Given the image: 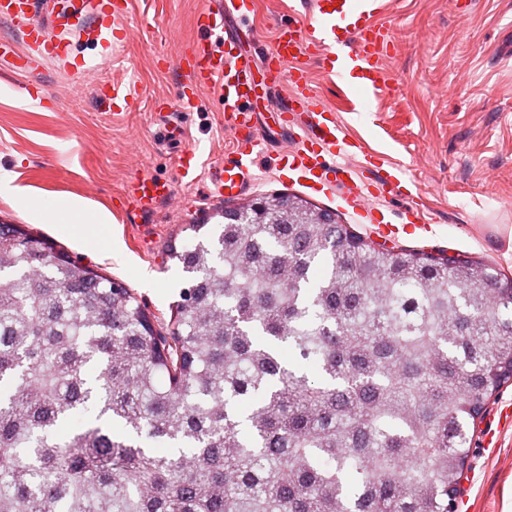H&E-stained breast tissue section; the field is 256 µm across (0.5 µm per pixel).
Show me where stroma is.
<instances>
[{
    "label": "stroma",
    "instance_id": "obj_1",
    "mask_svg": "<svg viewBox=\"0 0 512 512\" xmlns=\"http://www.w3.org/2000/svg\"><path fill=\"white\" fill-rule=\"evenodd\" d=\"M204 0H132L120 24L133 35L111 62L77 34H68L75 60L91 61L81 82L60 64L35 59L20 67L27 50L19 30L0 22V42L10 55L0 56V174L14 175L34 195L78 196L112 216V238L93 244L67 234L59 224H36L33 232L52 240L56 249L121 281L162 320L171 317L184 275L168 260L171 246H183L189 224H218L225 208L243 206L276 194L299 196L331 211L337 223L375 235L360 223L343 198L340 185L314 190L288 178L273 155L260 157L255 179L239 196L213 194L208 176L181 181L177 155L194 148L203 159L221 163L232 138L218 103L204 95L198 111L178 114L179 136L168 135L152 112L157 99L174 100L184 73L172 57L197 36L194 15ZM299 0H255L249 29L235 15L226 29L255 61L274 42ZM382 21L391 29L387 82L378 92L353 87L347 79L325 72L319 58L310 61L311 77L351 135L369 149L399 163L408 195L369 199L378 218L398 226L396 246L465 252L494 262L512 276V0H392ZM120 78L133 82L138 100L126 116L112 117L98 85ZM42 85L52 102L36 106L16 95L25 83ZM287 83L266 88L257 108L262 138L281 150L295 143L296 131L275 123L287 103ZM141 176L171 181L174 200L148 213L124 210L121 197ZM421 205L426 234L407 225L409 201ZM512 408V382L496 395L477 422L461 491L474 512H505L512 501V425L498 423ZM500 444L484 445L491 428Z\"/></svg>",
    "mask_w": 512,
    "mask_h": 512
}]
</instances>
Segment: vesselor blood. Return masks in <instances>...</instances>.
<instances>
[{
    "label": "vessel or blood",
    "instance_id": "1",
    "mask_svg": "<svg viewBox=\"0 0 512 512\" xmlns=\"http://www.w3.org/2000/svg\"><path fill=\"white\" fill-rule=\"evenodd\" d=\"M30 6L31 0H0V17L25 22L29 54L64 64L74 79H81L85 70L81 64L69 63L68 41L44 27L28 25ZM252 6L253 0H207L194 19L199 37L176 54L187 81L186 92L175 101L178 111H192L202 92H212L233 134L231 160L211 169V182L221 197L236 196L245 189L253 177V165L265 152L252 110L257 87L254 60L228 36L224 24L227 12L247 15ZM386 7V0H309L307 19L279 27L265 58L266 77L274 82L287 81L291 88L289 102L279 114L281 125L302 131L291 150L279 153V164L311 180L330 173L340 176L358 201L376 191L399 193L400 171L381 167L368 180L353 173L346 159L361 152L363 145L344 134L334 111L323 102L307 57H321L329 73L350 76L359 87L381 88L390 32L379 17ZM130 8V0H90V18H79L77 25L108 50L112 47L109 32L113 20L125 17ZM104 95L114 108V116L119 117L133 105L137 91L116 81L106 86ZM172 195L171 181L147 176L130 186L126 200L134 209L148 211Z\"/></svg>",
    "mask_w": 512,
    "mask_h": 512
}]
</instances>
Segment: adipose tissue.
<instances>
[{
  "label": "adipose tissue",
  "mask_w": 512,
  "mask_h": 512,
  "mask_svg": "<svg viewBox=\"0 0 512 512\" xmlns=\"http://www.w3.org/2000/svg\"><path fill=\"white\" fill-rule=\"evenodd\" d=\"M0 197L20 202L24 217L32 224H74L83 226L90 236H104L111 218L108 213L94 209L77 196L57 197L42 201L28 187L0 175Z\"/></svg>",
  "instance_id": "1"
}]
</instances>
